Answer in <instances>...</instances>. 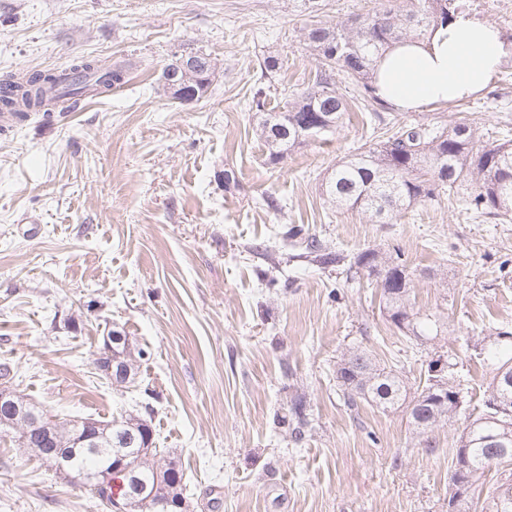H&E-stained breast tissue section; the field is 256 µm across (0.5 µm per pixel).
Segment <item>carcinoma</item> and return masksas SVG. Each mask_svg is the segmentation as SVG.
<instances>
[{
  "instance_id": "cac0c4a2",
  "label": "carcinoma",
  "mask_w": 512,
  "mask_h": 512,
  "mask_svg": "<svg viewBox=\"0 0 512 512\" xmlns=\"http://www.w3.org/2000/svg\"><path fill=\"white\" fill-rule=\"evenodd\" d=\"M458 0H411L407 10L389 9L383 14L381 28L374 26L376 13H365L337 23L314 22L303 27L304 40L320 60L312 86L297 91L288 99L282 112H263L266 92L258 89L252 103L261 112L256 135L267 151V162L275 165L288 152L305 145L302 124L318 113L329 121L328 131L337 129L349 107L336 92V75L351 79L363 109L385 123V138L374 147H362L336 164L322 183V195L332 207L356 209L384 224L410 206L440 199L466 182L475 183L467 201L468 209L480 215L507 218L512 215V139L482 141L477 128L461 120L445 124L440 120L404 124L384 122L377 107L382 102L373 95V63L376 56L393 43L420 39L449 17L459 13ZM199 64L190 74H179L196 91L197 98L207 95L216 64L208 54L197 55ZM261 77L269 81L283 67L281 58L269 54L259 62ZM125 73L95 58H78L68 70H31L9 74L0 80V112H12L18 118L38 112L48 99L68 102L94 87L106 92L124 83ZM300 257L321 268L349 265L358 271L382 276L381 303L388 319L405 335L428 342L447 330L443 318L413 310L410 295L414 272L398 256L392 257L379 248L361 251L351 263L346 256L331 250L320 240H306ZM495 375L485 402L503 408L499 419L482 412L467 424L454 448L453 469L448 477V512H469L470 491L474 482L493 465L512 461V332L499 331L493 342L483 347ZM336 381L344 403L355 407L360 402L385 411L405 410L412 434L423 441L440 425L461 411L460 392L445 374V364L432 360L425 383L411 389L402 373L381 364L368 350L357 348L336 361ZM436 385L447 386L448 394L431 392ZM109 442L101 448L69 446L75 431L82 427L76 420L54 423L55 435L13 431L20 445L48 466L66 477L74 476L62 469L58 458L63 453L74 456L76 468H106L120 461L126 470L129 503L134 512H159L150 490L165 483L169 512H182L185 502L182 477L167 478L171 472L168 458L147 437L153 433L148 421L137 414L120 415L101 423ZM488 512H512V479L506 478L492 492Z\"/></svg>"
}]
</instances>
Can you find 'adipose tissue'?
Here are the masks:
<instances>
[{
  "label": "adipose tissue",
  "mask_w": 512,
  "mask_h": 512,
  "mask_svg": "<svg viewBox=\"0 0 512 512\" xmlns=\"http://www.w3.org/2000/svg\"><path fill=\"white\" fill-rule=\"evenodd\" d=\"M512 49L498 28L460 13L424 40L403 41L380 54L374 92L400 112H421L485 90Z\"/></svg>",
  "instance_id": "adipose-tissue-1"
}]
</instances>
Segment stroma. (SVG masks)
Here are the masks:
<instances>
[{
  "instance_id": "obj_1",
  "label": "stroma",
  "mask_w": 512,
  "mask_h": 512,
  "mask_svg": "<svg viewBox=\"0 0 512 512\" xmlns=\"http://www.w3.org/2000/svg\"><path fill=\"white\" fill-rule=\"evenodd\" d=\"M512 45V0H462ZM388 0H0V75L107 59L125 82L0 130V364L48 415L149 413L154 443L183 467L189 512H448L451 450L494 377L481 348L512 331V220L466 212L471 185L377 224L325 202L320 185L378 142L354 87L343 127L276 165L248 103L267 53L283 61L268 106L306 89L318 60L301 30ZM211 54L207 95L182 104L158 79L176 55ZM480 134L512 132V56L479 96L437 112ZM233 171L235 184L224 181ZM315 237L355 257L399 252L412 303L448 333L424 345L386 321L363 274L300 259ZM143 350L127 388L95 366L108 331ZM352 347L410 385L441 359L465 412L414 440L402 414L350 408L336 362ZM307 400L293 443L289 408ZM0 512H106L89 491L0 437Z\"/></svg>"
}]
</instances>
